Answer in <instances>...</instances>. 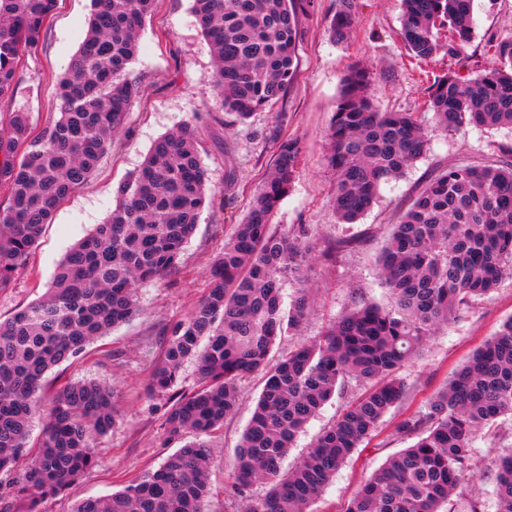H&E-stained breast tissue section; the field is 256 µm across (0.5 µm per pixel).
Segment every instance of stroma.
Returning <instances> with one entry per match:
<instances>
[{"instance_id": "obj_1", "label": "stroma", "mask_w": 512, "mask_h": 512, "mask_svg": "<svg viewBox=\"0 0 512 512\" xmlns=\"http://www.w3.org/2000/svg\"><path fill=\"white\" fill-rule=\"evenodd\" d=\"M340 5L341 0H315L314 10L300 16L297 68L284 97L241 121L224 111L211 83L214 62L191 12V0H155L129 66L130 77L141 81V91L130 107L125 129L114 137L87 184L75 190L45 226L11 287L0 291V320L43 297L62 257L106 220L118 183L138 169L159 137L187 124L196 128L199 156L217 202L203 208L177 269L161 281L140 286L138 315L95 340L78 358L47 373L41 391L43 410L33 421L30 445H38L41 439L45 408L70 383L93 379L112 385L118 418L111 431L95 439L94 466L65 492L43 503L44 512H72L84 499L110 497L128 480L158 468L181 442L191 441L188 433L182 441H168L163 401L149 395L148 379L163 358L168 332L206 294L210 264L235 224L245 218L279 141L299 139L302 163L272 222L278 230L304 236L310 246L313 262L307 277L315 302L300 329L278 340L271 354L275 360L298 343L321 336L353 298L391 305L376 253L430 172L512 160V127H469L447 135L434 125L425 105L427 89L437 76L453 70L475 77L492 64L493 44L512 40V0H472V37L461 61L415 57L401 39L400 0H356L353 32L347 40L336 41L331 23ZM90 9V0H58L41 43L24 55L13 96L0 100V115L20 109L28 112L34 128L46 124L55 111L58 82L86 35ZM353 64L369 68V92L380 111L417 114L431 150L403 177L383 183L375 203L357 223L341 224L334 209V175L326 163L325 134L342 79ZM353 237L361 239V246L326 259L337 240ZM511 318L512 279H505L489 297L462 306L454 319L440 327L401 372L408 385L406 398L336 472L308 512H345L370 475L390 455L410 446V439L397 434L398 423L444 389L474 350ZM240 389L242 398L236 410L210 437L216 464L209 478L208 512L241 510L240 502L226 490L233 482L232 463L241 434L262 389L261 377L245 378ZM360 392L351 382L326 402L297 437L283 469L296 465ZM510 445L512 418L507 416L500 419L494 434L480 432L472 439L477 469L469 488L483 501L485 512H496L495 461L501 449Z\"/></svg>"}]
</instances>
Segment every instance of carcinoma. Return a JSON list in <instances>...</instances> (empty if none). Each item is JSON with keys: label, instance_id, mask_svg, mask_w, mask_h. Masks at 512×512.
Masks as SVG:
<instances>
[{"label": "carcinoma", "instance_id": "cac0c4a2", "mask_svg": "<svg viewBox=\"0 0 512 512\" xmlns=\"http://www.w3.org/2000/svg\"><path fill=\"white\" fill-rule=\"evenodd\" d=\"M154 0H92L88 31L60 79L55 117L34 132L28 113L0 127V290L24 267L60 203L99 165L125 127L140 89L128 74L138 33ZM58 0H0V100L14 93L21 56L39 45ZM314 0H192V12L215 59L213 86L239 120L281 99L295 72L298 19ZM356 0H342L336 41L350 35ZM448 28V40L438 30ZM402 38L421 59L460 56L472 35V0H403ZM495 65L470 79L449 71L435 79L427 107L447 134L468 126H512V41L495 45ZM370 72L347 71L327 133L335 175L334 208L354 224L383 182L401 176L430 151L413 112H380L367 95ZM301 168L298 140L281 141L273 166L212 262L207 294L175 325L151 373L153 393L171 392L192 361L199 388L173 393L165 407L168 440L191 433L157 469L106 499L73 512H207L215 463L205 440L237 407L239 381L260 374L264 386L240 440L230 496L243 512H307L336 472L377 431L406 394L401 370L460 307L512 278V162L435 170L379 249L377 263L394 307L361 301L324 334L276 362L270 354L299 328L313 301L306 270L311 249L271 217ZM212 188L185 125L158 138L141 167L115 189L106 221L72 247L41 300L0 322V472L26 449L45 375L81 354L97 337L139 311L138 288L175 270ZM296 285L289 308L286 283ZM353 380L365 391L284 473L289 448L331 397ZM512 417V318L474 351L446 387L403 419L397 433L413 444L389 457L346 512H483L468 495L470 440ZM118 411L111 386L66 385L54 398L37 454L12 484L0 486V512H27L59 493L94 462L91 439L106 434ZM496 512H512V451L494 472ZM257 483L268 484L260 498Z\"/></svg>", "mask_w": 512, "mask_h": 512}]
</instances>
